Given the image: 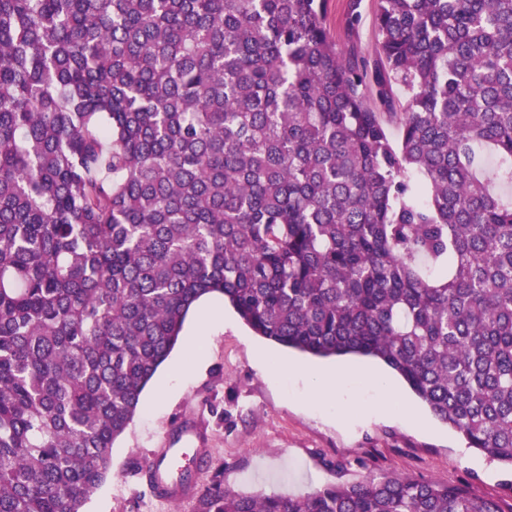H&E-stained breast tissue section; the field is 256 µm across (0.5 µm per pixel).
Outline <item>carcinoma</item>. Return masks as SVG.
I'll return each instance as SVG.
<instances>
[{
  "mask_svg": "<svg viewBox=\"0 0 512 512\" xmlns=\"http://www.w3.org/2000/svg\"><path fill=\"white\" fill-rule=\"evenodd\" d=\"M325 5L0 0V512H82L207 295L512 470V0H377L371 57ZM506 501L386 474L200 512Z\"/></svg>",
  "mask_w": 512,
  "mask_h": 512,
  "instance_id": "1",
  "label": "carcinoma"
}]
</instances>
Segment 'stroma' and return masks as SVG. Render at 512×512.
Wrapping results in <instances>:
<instances>
[{"label":"stroma","mask_w":512,"mask_h":512,"mask_svg":"<svg viewBox=\"0 0 512 512\" xmlns=\"http://www.w3.org/2000/svg\"><path fill=\"white\" fill-rule=\"evenodd\" d=\"M347 0H327L326 26L340 49L361 55L375 50L376 0H362L357 27L346 22ZM208 333L204 360L181 378L172 365L183 358L175 347L142 395L136 414L112 449L108 478L89 496L83 512H196V498L165 503L146 484L145 465L160 443L179 448L187 428H199L191 466L198 492L213 485L252 496L302 495L331 485H351L367 476L405 474L442 483H466L495 497L512 479L499 463L466 445L436 419L408 388L392 404L377 389L355 385L359 409L337 414L308 403L301 379L268 367L284 359L309 369L353 365V358L315 359L256 336L231 307ZM421 418L415 426L405 409Z\"/></svg>","instance_id":"1"}]
</instances>
